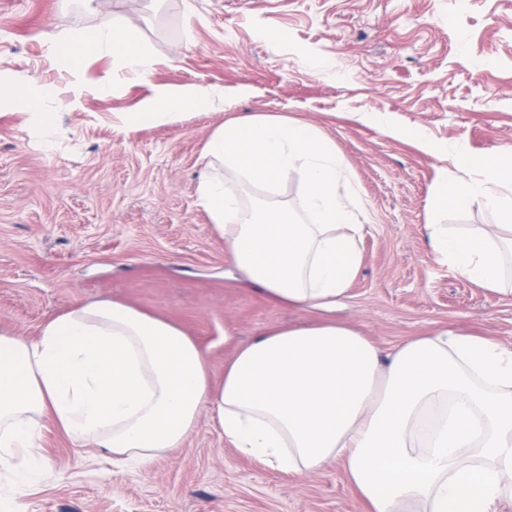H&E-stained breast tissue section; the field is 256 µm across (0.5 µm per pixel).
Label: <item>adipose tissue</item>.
I'll list each match as a JSON object with an SVG mask.
<instances>
[{
  "label": "adipose tissue",
  "instance_id": "obj_1",
  "mask_svg": "<svg viewBox=\"0 0 512 512\" xmlns=\"http://www.w3.org/2000/svg\"><path fill=\"white\" fill-rule=\"evenodd\" d=\"M69 41L135 67L132 38L115 22ZM207 91L160 93L127 128L174 124L209 108ZM200 205L235 265L275 300L311 311L343 304L362 263L364 225L333 141L288 116L225 121L205 146ZM267 192L290 177L304 186L301 214L246 208L221 168ZM512 145L483 160L478 178H440L434 207L482 202L498 238L427 225L431 254L486 288L512 286ZM209 411L241 455L288 475L338 462L368 512H498L512 498V346L452 329L390 350L333 320L273 328L236 350L213 380L200 346L177 326L117 303L80 304L36 338L0 333V468L10 470L41 419L143 463L183 447Z\"/></svg>",
  "mask_w": 512,
  "mask_h": 512
}]
</instances>
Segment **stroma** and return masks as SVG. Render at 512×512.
Segmentation results:
<instances>
[{
	"instance_id": "stroma-1",
	"label": "stroma",
	"mask_w": 512,
	"mask_h": 512,
	"mask_svg": "<svg viewBox=\"0 0 512 512\" xmlns=\"http://www.w3.org/2000/svg\"><path fill=\"white\" fill-rule=\"evenodd\" d=\"M112 20L144 50L138 70L88 46L62 57L46 38ZM0 84L56 90L0 96V332L31 339L73 305L117 302L177 325L218 380L259 332L320 320L249 283L197 199L211 134L269 113L333 140L362 202L363 261L337 321L385 349L447 327L512 345V293L436 263L426 232L493 221L481 203L437 209L431 196L440 168L466 181L512 144V0H0ZM190 86L211 90L213 107L123 124ZM38 112L53 123L36 128ZM377 113L399 135L381 133ZM31 458L43 468L26 512H366L340 464L272 471L206 412L183 447L145 466L77 453L47 419L17 463Z\"/></svg>"
}]
</instances>
